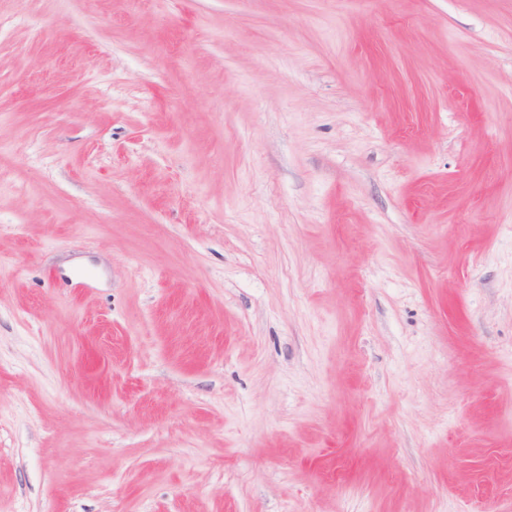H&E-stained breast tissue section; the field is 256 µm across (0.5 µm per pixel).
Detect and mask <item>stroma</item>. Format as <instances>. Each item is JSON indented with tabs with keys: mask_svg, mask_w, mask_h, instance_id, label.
Wrapping results in <instances>:
<instances>
[{
	"mask_svg": "<svg viewBox=\"0 0 512 512\" xmlns=\"http://www.w3.org/2000/svg\"><path fill=\"white\" fill-rule=\"evenodd\" d=\"M0 512H512V0H0Z\"/></svg>",
	"mask_w": 512,
	"mask_h": 512,
	"instance_id": "1",
	"label": "stroma"
}]
</instances>
